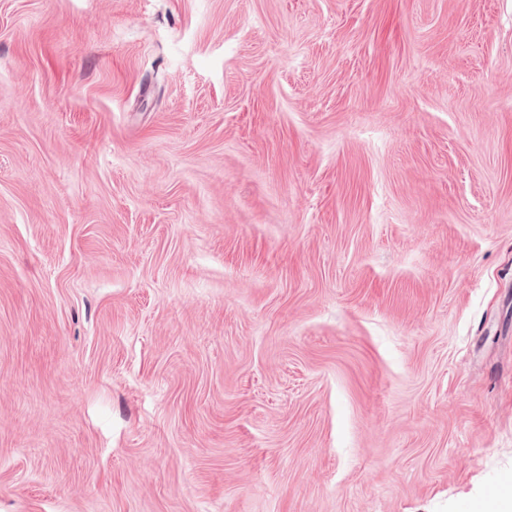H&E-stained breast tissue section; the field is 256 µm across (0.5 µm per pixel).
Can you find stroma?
<instances>
[{
    "mask_svg": "<svg viewBox=\"0 0 512 512\" xmlns=\"http://www.w3.org/2000/svg\"><path fill=\"white\" fill-rule=\"evenodd\" d=\"M512 491V0H0V512Z\"/></svg>",
    "mask_w": 512,
    "mask_h": 512,
    "instance_id": "stroma-1",
    "label": "stroma"
}]
</instances>
